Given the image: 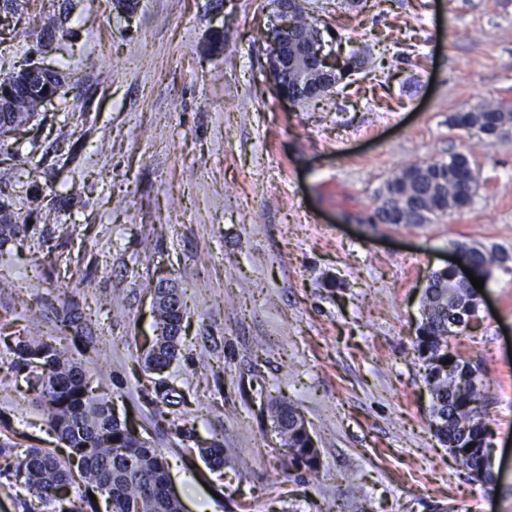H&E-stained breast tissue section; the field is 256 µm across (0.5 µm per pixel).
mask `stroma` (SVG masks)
I'll return each instance as SVG.
<instances>
[{
  "instance_id": "1",
  "label": "stroma",
  "mask_w": 512,
  "mask_h": 512,
  "mask_svg": "<svg viewBox=\"0 0 512 512\" xmlns=\"http://www.w3.org/2000/svg\"><path fill=\"white\" fill-rule=\"evenodd\" d=\"M304 5L374 65L300 106L266 68L270 0H138L121 25L112 0L0 9V79L31 59L67 77L0 138V206L24 227L0 246V336L77 338L92 385L163 454L183 512H512V268L448 338L482 369L490 482L436 437L415 349L428 279L456 244L512 252V134L449 123L512 106V0ZM454 153L478 173L469 209L369 223L401 167ZM162 279L186 303L165 372L186 396L173 426L140 362ZM277 398L300 409L318 473L284 472ZM1 439L57 446L12 387ZM212 440L220 471L196 452Z\"/></svg>"
}]
</instances>
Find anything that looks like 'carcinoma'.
Masks as SVG:
<instances>
[{"instance_id":"obj_1","label":"carcinoma","mask_w":512,"mask_h":512,"mask_svg":"<svg viewBox=\"0 0 512 512\" xmlns=\"http://www.w3.org/2000/svg\"><path fill=\"white\" fill-rule=\"evenodd\" d=\"M366 55L353 51L337 69L336 79L362 64ZM16 111L9 113L10 130L27 125L40 108L43 88L25 92L12 87ZM477 172L470 158L455 153L448 160L415 163L402 177L385 184L382 202L371 221L379 224H429L446 214L468 209L476 194ZM23 226L12 223L10 214H0V246L15 238ZM491 250L475 249L464 260L480 277L490 278L494 265ZM155 327L158 335L140 357L144 371L160 374L180 354L181 322L184 305L165 288L157 287ZM466 297L465 290L453 281L451 272L441 269L429 278L423 304L425 322L420 324L416 350L427 362L429 384L434 403L432 415L435 433L443 444L457 440L469 425L481 421L485 406L481 404L480 385L460 387L448 374V368L479 364L462 360L448 345V300ZM58 338L46 340L17 339L10 346L12 367L27 370L25 382L35 395V403L45 416L49 431L62 448L65 457L52 450L27 448L15 452V445L0 442V458L10 459L5 471L12 475L14 486H20L35 497L37 503L26 512H98L88 493L99 494L110 504L111 512H179L180 503L170 493L163 457L160 452L135 436L121 421L111 401L94 393L88 378L69 351L57 346ZM269 418L278 428L280 443L288 468L308 473L318 471L319 450L310 445L302 428L299 408L279 399L269 407ZM196 452L211 470L224 468V448L215 440ZM78 472L85 491L72 492V472Z\"/></svg>"}]
</instances>
